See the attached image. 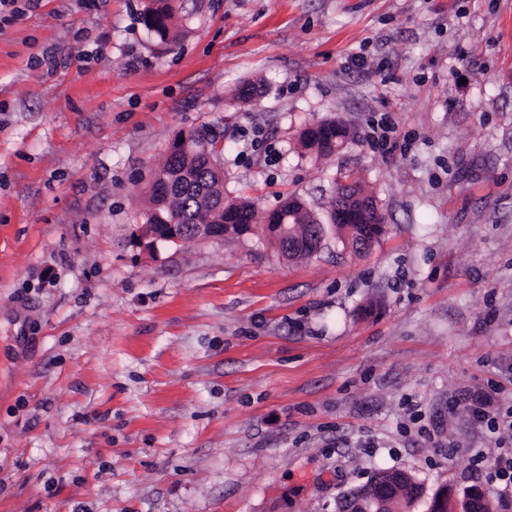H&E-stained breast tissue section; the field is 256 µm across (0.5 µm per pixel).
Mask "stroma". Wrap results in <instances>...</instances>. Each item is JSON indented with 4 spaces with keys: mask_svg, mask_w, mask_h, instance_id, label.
Returning <instances> with one entry per match:
<instances>
[{
    "mask_svg": "<svg viewBox=\"0 0 512 512\" xmlns=\"http://www.w3.org/2000/svg\"><path fill=\"white\" fill-rule=\"evenodd\" d=\"M178 2L173 42L145 0L0 6V512H341L382 469L410 512H512L468 399L512 404V0ZM325 120L350 137L318 161ZM201 131L230 197L324 222L350 174L384 233L146 248ZM347 136L348 131L340 122L321 121L303 129L300 141L309 153L317 158H327L343 146ZM378 484L371 483L363 491L378 492L387 505V512H405L420 494V485L414 477L397 470H386L378 473Z\"/></svg>",
    "mask_w": 512,
    "mask_h": 512,
    "instance_id": "35a3bbf8",
    "label": "stroma"
}]
</instances>
